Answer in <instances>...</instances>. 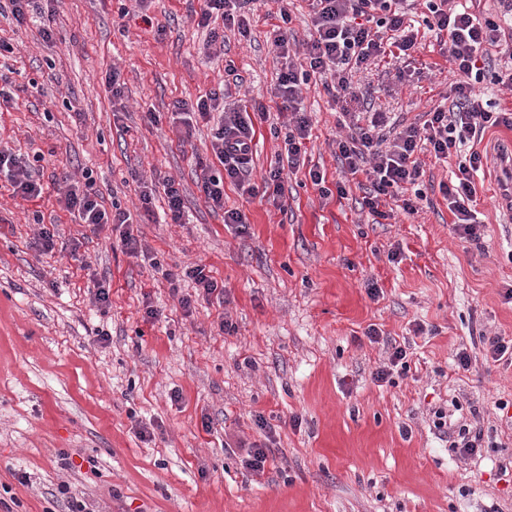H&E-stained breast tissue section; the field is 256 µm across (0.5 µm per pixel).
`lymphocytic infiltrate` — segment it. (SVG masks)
Returning <instances> with one entry per match:
<instances>
[{"label": "lymphocytic infiltrate", "mask_w": 512, "mask_h": 512, "mask_svg": "<svg viewBox=\"0 0 512 512\" xmlns=\"http://www.w3.org/2000/svg\"><path fill=\"white\" fill-rule=\"evenodd\" d=\"M197 24L208 28L205 53L218 57L224 53L223 32L236 28L241 36L250 29L243 10L250 0H204ZM310 18L309 38L305 43L306 67H298L295 51L290 47L287 23L291 16L280 9V25L273 28L271 46L284 64L278 77L276 96L278 113L285 129L286 165L270 168L262 177L261 186L248 184L255 138V118H266L267 106L259 101L245 106L230 103L225 92H210L196 102H177L176 114L184 118L185 138H192L194 118L210 121L212 113H219L220 121L214 129L209 151L211 161H198L201 186L206 203L223 211L224 221L236 225L239 232H247L244 214L236 208L224 206V186L233 184L245 189L249 197H256L260 189L280 195L285 169H298L301 146L310 135V120L302 106V84L312 75L329 78V87L338 97L360 101L363 92L353 84L356 73L378 60L407 53L414 49L421 30L434 32L443 45L456 80L452 86L453 98L446 107L426 112L422 124L398 127L383 112H349L345 115V135L336 141L335 154L350 174L364 175L359 188L363 192L362 205L372 214H379L386 199L398 201L407 216L417 215L425 199L416 183L421 175L416 155L421 151L445 158L461 152L458 171L441 191L453 216V231L460 238L480 242L486 235L475 210L477 186L475 178L483 171L488 157L472 147L481 140L486 129L505 126L512 128L511 112L487 111L472 82L478 63L488 47L501 48L503 61L493 73L495 84L512 90V38H507L503 26L512 20V0H498V14L480 18L469 13L460 0H307ZM425 5L426 16L415 21L417 5ZM221 165L222 173H215L214 165ZM0 177L7 180L13 197L30 201L40 198L44 188L32 163L22 161L10 151L0 150ZM58 203L93 232H101L106 225L121 227L120 241L131 255L138 254L141 242L128 231L130 214L121 208L107 210L93 189L76 191L67 186L59 189ZM165 279L176 283L188 278L194 284L193 293L181 295L179 304L184 312H191L195 303L213 298L223 299L224 291L205 266L187 267L181 273L165 271ZM459 401L438 407L433 412V425L440 432L452 435V452L463 457L475 455L484 446L481 427L464 418H455Z\"/></svg>", "instance_id": "f902f5d3"}]
</instances>
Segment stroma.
Here are the masks:
<instances>
[{"mask_svg": "<svg viewBox=\"0 0 512 512\" xmlns=\"http://www.w3.org/2000/svg\"><path fill=\"white\" fill-rule=\"evenodd\" d=\"M37 4L51 15V42L37 21L0 19V41L13 47L0 75L14 94L0 106V149L44 156L41 198L12 197L0 181V486L12 512H68L55 495L63 483L89 512H512V363L493 360L484 342L512 338V216L497 178L476 180L479 244L452 233L440 191L457 156L427 153L429 204L416 218L374 216L356 188L323 197L300 172L279 204L225 184L226 209L249 223L238 233L206 206L198 179L211 126L181 143L172 110L222 88L233 59L243 80L233 98L271 108L254 122L260 182L284 146L271 132L281 62L267 42L278 0H250V34L225 31L222 59L206 56L207 32L187 16L203 0ZM114 69L117 109L106 82ZM358 79L370 94L347 108L410 124L449 95L453 76L428 34L412 57L384 58ZM302 94L306 162L331 188L346 107L316 75ZM87 169L104 207L130 211L138 257L119 233H93L59 206L58 187L84 185ZM158 174L178 183L184 223L159 222L160 192L154 219L145 216L139 185ZM44 226L56 231L47 254L36 244ZM194 264L211 270L224 299L188 315L178 296L191 281L175 294L163 273ZM104 278L110 303L98 308L89 291ZM223 319L231 331H220ZM372 324L407 347L410 369L390 385L372 379L388 361L364 335ZM462 348L466 370L454 362ZM451 400L462 416L479 411L488 446L475 457L453 454L433 426V409ZM243 440L270 448L263 475L246 468Z\"/></svg>", "mask_w": 512, "mask_h": 512, "instance_id": "obj_1", "label": "stroma"}]
</instances>
